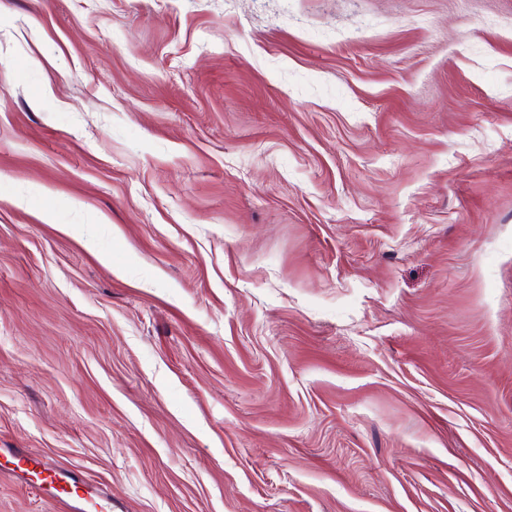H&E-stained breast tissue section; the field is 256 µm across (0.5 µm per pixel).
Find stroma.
Masks as SVG:
<instances>
[{"instance_id": "obj_1", "label": "stroma", "mask_w": 512, "mask_h": 512, "mask_svg": "<svg viewBox=\"0 0 512 512\" xmlns=\"http://www.w3.org/2000/svg\"><path fill=\"white\" fill-rule=\"evenodd\" d=\"M512 512V0H0V512ZM12 453L16 454V460L18 464H24L27 466V471L32 475L36 476L38 479L39 475L44 473L47 474L46 477L41 478L40 482H37L33 485V488L37 493H47L51 494L55 498L58 499L59 502L63 503L65 507L71 506L76 507L72 503L81 504L79 500L72 498L74 495L78 496V486L73 484L70 489H65L63 486H60L61 489H58L53 484H69L70 481L75 483V480L72 476L65 473V470L58 468V466L53 465L43 458L39 456H35L29 453H21L19 448H13ZM50 478L51 481L47 482V479ZM49 484L50 487L47 488L45 485ZM50 489H53L54 492H51Z\"/></svg>"}]
</instances>
